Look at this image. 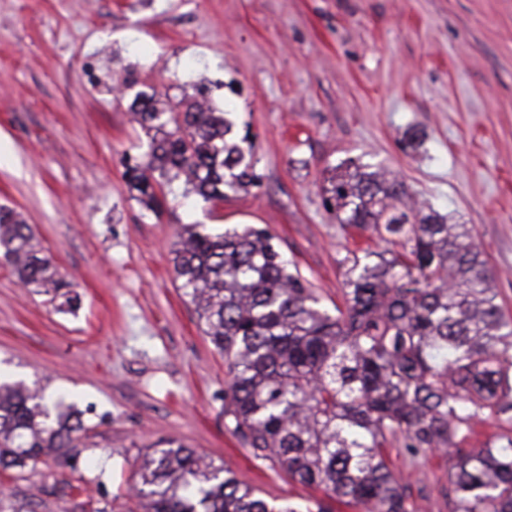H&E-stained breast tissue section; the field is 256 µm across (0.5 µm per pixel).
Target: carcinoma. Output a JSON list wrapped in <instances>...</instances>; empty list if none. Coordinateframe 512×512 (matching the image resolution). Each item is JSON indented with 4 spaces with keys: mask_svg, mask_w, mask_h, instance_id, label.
<instances>
[{
    "mask_svg": "<svg viewBox=\"0 0 512 512\" xmlns=\"http://www.w3.org/2000/svg\"><path fill=\"white\" fill-rule=\"evenodd\" d=\"M129 110L148 138L124 161L135 199L158 213L178 181L206 203L259 186L250 131L202 91L178 101L137 93ZM344 233L342 302L329 309L274 236L183 226L173 270L204 335L224 355V427L252 459L315 492L279 506L196 450L168 443L139 455L141 512H413L391 449L413 463L446 449L448 512H512V319L466 224L412 208L405 183L349 160L323 187ZM0 256L26 287H71L22 214L0 206ZM56 413H51L49 405ZM22 382H0V473L24 480L52 460L77 468L83 413ZM488 420L499 432L475 448Z\"/></svg>",
    "mask_w": 512,
    "mask_h": 512,
    "instance_id": "carcinoma-1",
    "label": "carcinoma"
}]
</instances>
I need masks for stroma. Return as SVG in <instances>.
Segmentation results:
<instances>
[{
    "label": "stroma",
    "instance_id": "stroma-1",
    "mask_svg": "<svg viewBox=\"0 0 512 512\" xmlns=\"http://www.w3.org/2000/svg\"><path fill=\"white\" fill-rule=\"evenodd\" d=\"M198 85L251 130L261 185L203 203L176 184L157 215L124 176L147 150L127 106ZM350 159L469 225L512 317V0H0V205L23 213L78 297L60 306L0 258V380L68 395L90 429L77 468L1 484L0 512H73L61 484L77 480L122 512L139 452L161 441L304 504L309 490L226 431L224 358L171 251L183 225L252 222L332 304L354 241L322 186ZM392 467L414 512H448L442 455Z\"/></svg>",
    "mask_w": 512,
    "mask_h": 512
}]
</instances>
